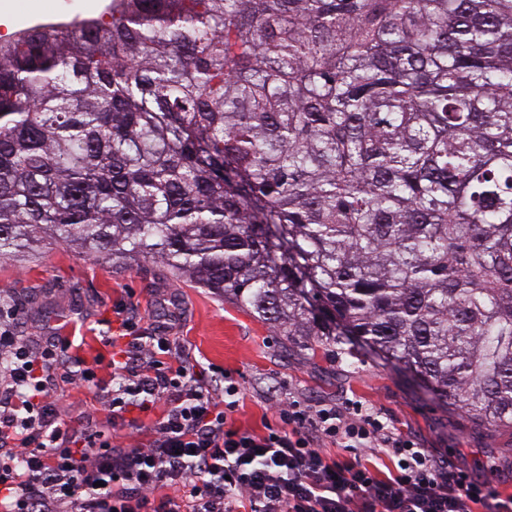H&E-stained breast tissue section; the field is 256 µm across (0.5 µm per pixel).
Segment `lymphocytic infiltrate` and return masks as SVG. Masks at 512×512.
Listing matches in <instances>:
<instances>
[{"instance_id":"lymphocytic-infiltrate-1","label":"lymphocytic infiltrate","mask_w":512,"mask_h":512,"mask_svg":"<svg viewBox=\"0 0 512 512\" xmlns=\"http://www.w3.org/2000/svg\"><path fill=\"white\" fill-rule=\"evenodd\" d=\"M124 327L104 406L116 427L133 413L149 418L150 440L130 448L60 423L59 383L100 385L70 337L34 345L0 328V512H512V495L359 402L272 398L276 425L240 430L236 383L216 394L166 327Z\"/></svg>"}]
</instances>
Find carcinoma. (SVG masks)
Listing matches in <instances>:
<instances>
[{"label": "carcinoma", "instance_id": "cac0c4a2", "mask_svg": "<svg viewBox=\"0 0 512 512\" xmlns=\"http://www.w3.org/2000/svg\"><path fill=\"white\" fill-rule=\"evenodd\" d=\"M0 42V261L142 256L512 428V0H112Z\"/></svg>", "mask_w": 512, "mask_h": 512}]
</instances>
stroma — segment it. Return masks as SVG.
<instances>
[{
    "label": "stroma",
    "instance_id": "stroma-1",
    "mask_svg": "<svg viewBox=\"0 0 512 512\" xmlns=\"http://www.w3.org/2000/svg\"><path fill=\"white\" fill-rule=\"evenodd\" d=\"M60 0H0V32L28 29ZM137 306V330L167 325L192 347L207 376L230 373L240 387L232 415L244 430L262 431L271 414L269 395L291 394L304 404L357 401L391 419L434 456H449L462 469L490 479L512 495V430L477 426L459 411L431 400L412 381L367 356L351 365L328 352H311L294 339L274 335L268 324L223 295L179 280L150 259L96 258L51 243L38 255L0 261V311H18L26 336H70L85 360H99L109 379L108 338L122 335L117 315ZM64 422L88 419L108 427L101 394L59 384L53 394Z\"/></svg>",
    "mask_w": 512,
    "mask_h": 512
}]
</instances>
